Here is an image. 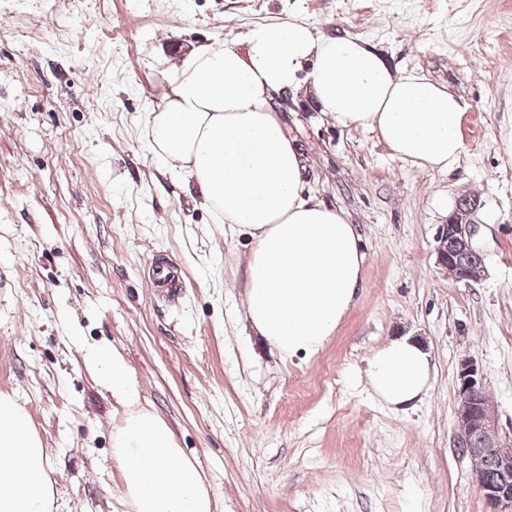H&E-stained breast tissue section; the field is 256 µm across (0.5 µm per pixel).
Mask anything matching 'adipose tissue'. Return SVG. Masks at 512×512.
<instances>
[{
	"label": "adipose tissue",
	"instance_id": "obj_1",
	"mask_svg": "<svg viewBox=\"0 0 512 512\" xmlns=\"http://www.w3.org/2000/svg\"><path fill=\"white\" fill-rule=\"evenodd\" d=\"M167 83L147 118L149 150L225 229L249 240L251 326L285 359L314 355L346 316L366 255L343 210L311 202L306 160L274 96H309L337 125L375 131L392 158L430 171L450 169L463 151L459 101L418 72H393L362 39L321 34L294 16L254 26L239 43L191 49ZM90 359L128 408L112 457L131 512H214L210 486L165 422L138 409L124 361L105 345ZM365 374L373 395L397 409L426 393L432 365L401 337L368 358ZM47 459L25 406L0 393V512H54Z\"/></svg>",
	"mask_w": 512,
	"mask_h": 512
}]
</instances>
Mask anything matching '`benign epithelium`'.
Here are the masks:
<instances>
[{"mask_svg": "<svg viewBox=\"0 0 512 512\" xmlns=\"http://www.w3.org/2000/svg\"><path fill=\"white\" fill-rule=\"evenodd\" d=\"M480 206L467 210L453 211L448 223L438 226L436 234L437 262L448 269L457 280L467 284L477 283L486 277V267H469L459 263L456 256L447 252L442 242L451 238L456 252L471 253L476 250L474 236L477 224L475 213ZM458 398L455 408L456 433L453 446L462 449L471 466L474 483L478 487L490 512H509L512 509V437L500 433L491 402L482 397L488 396L485 390L484 374L475 359L461 360L457 372ZM477 436L482 447H471V438ZM494 462L497 477L491 482L487 477L489 462Z\"/></svg>", "mask_w": 512, "mask_h": 512, "instance_id": "7a95c632", "label": "benign epithelium"}]
</instances>
